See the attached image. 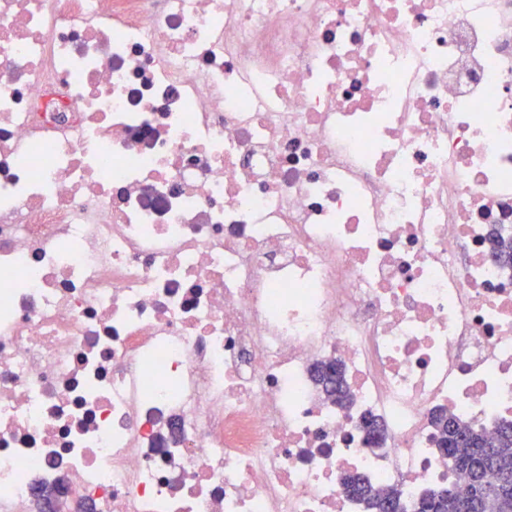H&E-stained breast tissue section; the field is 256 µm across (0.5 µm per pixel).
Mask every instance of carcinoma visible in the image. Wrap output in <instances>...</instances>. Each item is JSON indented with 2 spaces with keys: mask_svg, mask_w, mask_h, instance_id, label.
Returning a JSON list of instances; mask_svg holds the SVG:
<instances>
[{
  "mask_svg": "<svg viewBox=\"0 0 512 512\" xmlns=\"http://www.w3.org/2000/svg\"><path fill=\"white\" fill-rule=\"evenodd\" d=\"M491 245L501 259L512 263V238L496 232ZM315 381L335 396L337 403L347 401V386L339 363L318 366ZM432 423L438 432V448L445 451L455 470L462 473L469 466L489 461L496 472L486 479V483L476 487L475 497L467 511L463 510L457 488L438 486L428 490L417 501L414 512H493L499 507L506 512L512 510V423L499 425L496 436L491 440L482 430L446 413L434 415ZM342 486L349 496L364 502L367 512H386L389 500L394 501L396 512H405L397 492L377 489L362 475L346 474L342 478Z\"/></svg>",
  "mask_w": 512,
  "mask_h": 512,
  "instance_id": "obj_1",
  "label": "carcinoma"
}]
</instances>
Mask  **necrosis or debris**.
Instances as JSON below:
<instances>
[{
	"mask_svg": "<svg viewBox=\"0 0 512 512\" xmlns=\"http://www.w3.org/2000/svg\"><path fill=\"white\" fill-rule=\"evenodd\" d=\"M497 230L512 0H0V512L463 485L433 413L512 422ZM314 376L315 381L320 384L327 393L336 397L337 403L343 404L347 401V386L339 363L330 362L318 366Z\"/></svg>",
	"mask_w": 512,
	"mask_h": 512,
	"instance_id": "4bbe7bcc",
	"label": "necrosis or debris"
}]
</instances>
